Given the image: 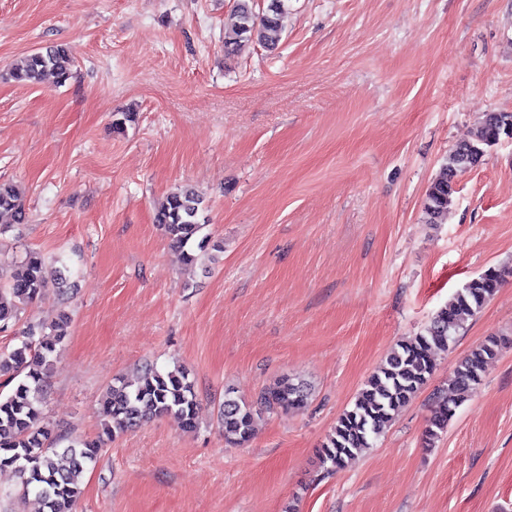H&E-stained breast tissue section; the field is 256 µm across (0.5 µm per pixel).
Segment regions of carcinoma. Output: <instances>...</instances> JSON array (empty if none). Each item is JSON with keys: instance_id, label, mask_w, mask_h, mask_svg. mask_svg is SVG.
Masks as SVG:
<instances>
[{"instance_id": "cac0c4a2", "label": "carcinoma", "mask_w": 512, "mask_h": 512, "mask_svg": "<svg viewBox=\"0 0 512 512\" xmlns=\"http://www.w3.org/2000/svg\"><path fill=\"white\" fill-rule=\"evenodd\" d=\"M255 0H235L237 22L224 32V52L233 54L244 41L274 49L281 39L284 0H269L258 14ZM74 56L62 45L40 48L26 55L8 73L16 82L35 83L44 75H54L60 84L68 81ZM512 125V114L490 112L474 137L448 150L441 173L426 193L424 213L429 224L448 221V205L456 192L455 174L484 161L489 148L497 145ZM26 218L22 191L10 183H0V225L22 224ZM178 252L182 265L216 260L223 246L210 235L201 234L207 215L204 198L194 188H177L155 218ZM512 268H490L458 290L448 305L440 308L422 331L398 342L375 373L365 382L349 409L338 418L332 432L319 449L320 464L329 473L345 467L347 460L373 445L391 424L395 412L414 399L427 384L436 368L434 354L456 344L468 318L478 314L507 278ZM50 272L44 257L33 250L25 252L18 269L5 284H0V330L16 321L19 311L33 304L49 283ZM68 317L61 316L48 334H36L30 327L23 332L21 344L9 351L0 350V372L16 379L12 390L0 394V470L11 469L19 475L15 496L24 499L33 494L43 512H72L81 494L80 475L96 464L104 438L119 434L148 420L167 415L179 418L182 427H198V401L194 384L186 371L161 372L145 366L134 380L116 378L101 403L103 435L95 439L70 440L52 436L44 421L42 406L48 390L51 356L67 335ZM502 349V340L490 336L472 349L454 367L448 388L433 393L434 410L425 429L432 443L448 427L456 409L480 383L488 360ZM310 389L291 378L263 389L256 400L247 403L227 390L220 418L224 441L242 447L254 436L255 418L278 409L300 410L306 407Z\"/></svg>"}]
</instances>
